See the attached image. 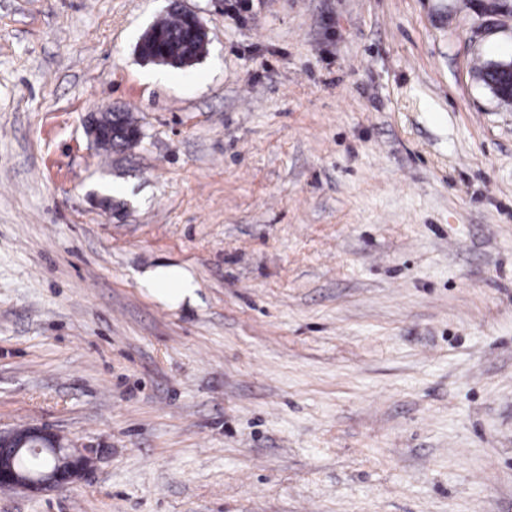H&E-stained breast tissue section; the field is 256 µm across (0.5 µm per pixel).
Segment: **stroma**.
I'll list each match as a JSON object with an SVG mask.
<instances>
[{"mask_svg": "<svg viewBox=\"0 0 512 512\" xmlns=\"http://www.w3.org/2000/svg\"><path fill=\"white\" fill-rule=\"evenodd\" d=\"M180 5L174 69L170 0H0V429L98 449L0 512H512V17ZM182 13L192 25L198 24L203 27L199 17L194 12L187 10H182L181 12L179 9L173 8L167 17L153 24L163 36L162 41L155 47L157 50L168 49L179 58L186 54L193 56L198 52L201 55L205 51L206 46L205 48H198L201 40L199 38H192L189 30L186 28L185 17ZM203 29L205 30L204 27ZM149 282L159 294L177 301L192 297L196 288L191 279L176 268H157L149 275Z\"/></svg>", "mask_w": 512, "mask_h": 512, "instance_id": "stroma-1", "label": "stroma"}]
</instances>
